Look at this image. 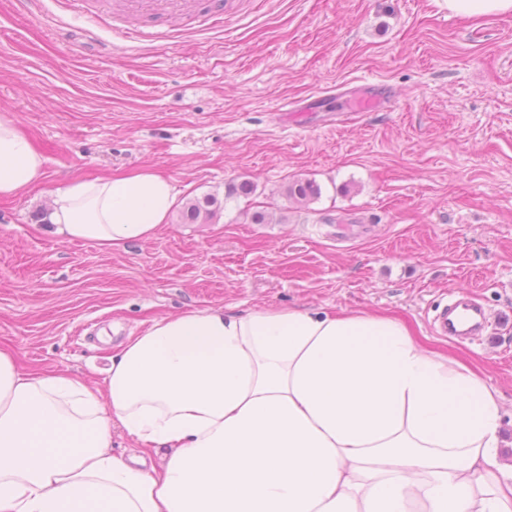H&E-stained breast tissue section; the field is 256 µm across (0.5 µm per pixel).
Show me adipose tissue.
<instances>
[{
	"instance_id": "1",
	"label": "adipose tissue",
	"mask_w": 512,
	"mask_h": 512,
	"mask_svg": "<svg viewBox=\"0 0 512 512\" xmlns=\"http://www.w3.org/2000/svg\"><path fill=\"white\" fill-rule=\"evenodd\" d=\"M45 160L0 113V198ZM176 203L144 167L52 192L49 221L104 248L151 239ZM500 406L401 319L205 307L154 319L103 387L0 350V512H512ZM140 447L111 452L113 426Z\"/></svg>"
}]
</instances>
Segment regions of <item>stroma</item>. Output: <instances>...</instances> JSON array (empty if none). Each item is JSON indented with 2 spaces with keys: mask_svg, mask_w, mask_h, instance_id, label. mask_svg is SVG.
<instances>
[{
  "mask_svg": "<svg viewBox=\"0 0 512 512\" xmlns=\"http://www.w3.org/2000/svg\"><path fill=\"white\" fill-rule=\"evenodd\" d=\"M96 19V41L83 38ZM135 27L142 36L124 40ZM376 99L336 123L325 94ZM0 111L45 159L44 181L0 199V350L25 371L103 385L128 337L193 308L305 306L404 320L425 348L480 373L512 465V14L474 21L443 0H0ZM148 166L209 224L171 214L106 250L64 241L51 192ZM255 190L227 197L229 184ZM310 180L319 197L286 189ZM268 221L254 223V213ZM467 291L484 340L437 334ZM215 201L210 198L200 200H192L188 202L181 211V219L191 224H208L216 216Z\"/></svg>",
  "mask_w": 512,
  "mask_h": 512,
  "instance_id": "obj_1",
  "label": "stroma"
}]
</instances>
